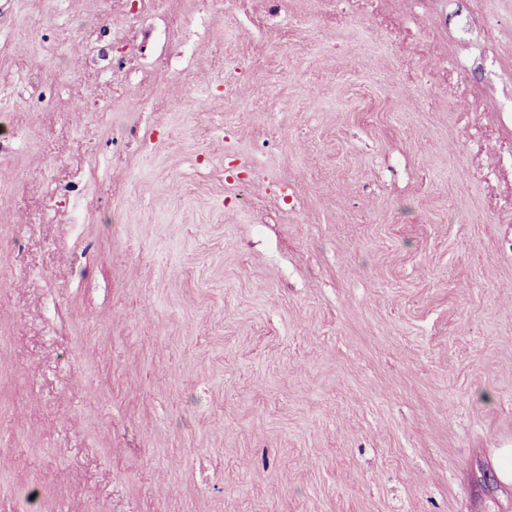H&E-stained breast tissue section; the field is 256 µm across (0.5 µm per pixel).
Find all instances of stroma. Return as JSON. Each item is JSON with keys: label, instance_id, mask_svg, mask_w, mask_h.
<instances>
[{"label": "stroma", "instance_id": "35a3bbf8", "mask_svg": "<svg viewBox=\"0 0 512 512\" xmlns=\"http://www.w3.org/2000/svg\"><path fill=\"white\" fill-rule=\"evenodd\" d=\"M512 0H0V512H512Z\"/></svg>", "mask_w": 512, "mask_h": 512}]
</instances>
